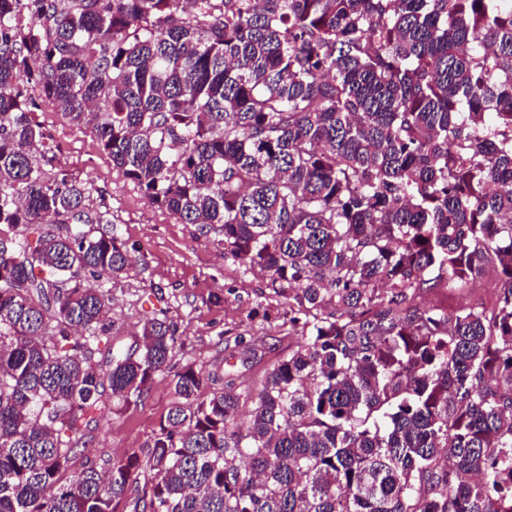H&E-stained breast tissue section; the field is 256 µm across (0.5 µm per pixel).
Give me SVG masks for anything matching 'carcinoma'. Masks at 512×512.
<instances>
[{"label":"carcinoma","instance_id":"cac0c4a2","mask_svg":"<svg viewBox=\"0 0 512 512\" xmlns=\"http://www.w3.org/2000/svg\"><path fill=\"white\" fill-rule=\"evenodd\" d=\"M22 73L301 328L255 389L174 370L134 512H512V0H0V512H115L138 458L69 457L173 370L178 326L153 310L93 363L89 279L135 259ZM488 266L490 311L410 305Z\"/></svg>","mask_w":512,"mask_h":512}]
</instances>
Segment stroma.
Listing matches in <instances>:
<instances>
[{
  "instance_id": "1",
  "label": "stroma",
  "mask_w": 512,
  "mask_h": 512,
  "mask_svg": "<svg viewBox=\"0 0 512 512\" xmlns=\"http://www.w3.org/2000/svg\"><path fill=\"white\" fill-rule=\"evenodd\" d=\"M18 85L35 104L34 117L49 137L57 167L89 183L93 200L105 202L115 230L138 259L112 289L113 344L126 349L139 344L145 312L163 308L179 328L174 367L190 364L207 376L230 372L258 385L264 372L301 340L288 323L287 299L265 274L225 257L216 234L152 205L113 167L93 133L63 120L56 103L27 77H20ZM497 291L498 277L489 268L470 283L422 289L414 302L448 314L463 307L481 311L491 309ZM230 341L236 347L229 361L224 347ZM172 391L169 374H160L138 404L97 413L92 439L72 455L69 472L90 462L105 468L132 455L146 459Z\"/></svg>"
}]
</instances>
